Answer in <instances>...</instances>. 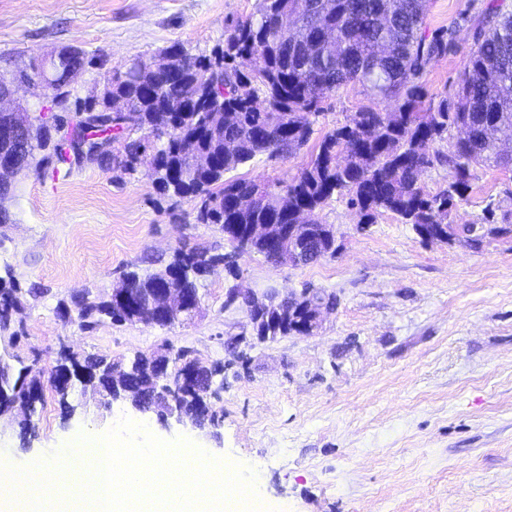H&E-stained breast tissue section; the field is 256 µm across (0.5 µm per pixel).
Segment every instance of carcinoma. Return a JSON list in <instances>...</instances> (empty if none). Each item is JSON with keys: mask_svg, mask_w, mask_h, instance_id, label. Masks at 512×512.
Listing matches in <instances>:
<instances>
[{"mask_svg": "<svg viewBox=\"0 0 512 512\" xmlns=\"http://www.w3.org/2000/svg\"><path fill=\"white\" fill-rule=\"evenodd\" d=\"M425 0H259L254 14L224 28V41L210 53L192 55L180 44L161 54L167 66L155 68L135 58L122 70L106 68L107 60L87 59L75 49L51 60L48 85L58 108L68 109L70 90L64 72L97 66L105 69L106 91L75 101L73 117H53V125L35 118L24 153L14 137L0 131V156L16 157L21 168L36 173L73 165L77 146L93 140L112 146L96 159L112 160L125 172L136 169L140 154L155 150L158 189L175 197L200 200L196 220L218 224L230 240L240 243L250 224H289L280 209L288 194V215L307 211L315 233L327 232L319 211L333 196L348 197L368 222L382 212L402 223L443 224L448 201L470 189L471 168L512 167V142L496 133L512 126V11L499 0L486 6V29L465 60L457 100L423 103L420 79L427 64L451 48L448 31L429 33L424 26ZM349 84L392 102L388 112L372 108L352 115L348 123L328 132L309 162L285 185L261 184L225 174L259 155L277 156L305 146L322 100ZM224 108V122L212 121V110ZM469 127L465 141L447 155L435 144L448 138L454 125ZM132 130L145 136L130 140ZM348 162L336 165V154ZM448 165V187L431 194L421 178L434 165ZM258 192L251 208L233 205L239 195ZM222 261L204 251H180L169 268L180 269L172 281L198 296L202 279ZM158 272H126L121 288L129 295L127 308L112 300L75 302L80 326L113 323L150 324L143 298L158 285ZM21 304L16 288H0V331L11 330L12 315ZM133 373L112 379L106 356L79 361L62 354L52 372H82L84 385L104 403L116 394L132 403L151 397L152 372L146 357ZM192 367L195 382L174 390L178 406L192 420L212 418L207 397L216 367L196 366L189 351L173 358ZM40 400V374L23 367L14 377L0 371V414L17 398Z\"/></svg>", "mask_w": 512, "mask_h": 512, "instance_id": "carcinoma-1", "label": "carcinoma"}]
</instances>
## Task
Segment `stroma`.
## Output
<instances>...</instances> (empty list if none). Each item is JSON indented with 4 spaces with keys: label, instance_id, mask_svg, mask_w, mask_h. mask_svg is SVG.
Wrapping results in <instances>:
<instances>
[{
    "label": "stroma",
    "instance_id": "35a3bbf8",
    "mask_svg": "<svg viewBox=\"0 0 512 512\" xmlns=\"http://www.w3.org/2000/svg\"><path fill=\"white\" fill-rule=\"evenodd\" d=\"M486 0H428V31L454 30V47L427 65L426 99H455L464 62L482 30ZM258 0H0V76L31 73L42 56L72 47L109 67L153 59L172 43L205 54L227 22L255 12ZM307 143L264 155L237 176L287 183L316 143L364 107L386 101L361 85L322 104ZM0 208V279L23 292L14 340L0 360L49 380L61 351L127 362L161 348L190 350L220 366L211 407L215 425L161 423L129 400L103 404L75 385L62 408L51 388L20 435L22 407L0 416V453L25 464L61 450L80 432L102 433L125 416L160 439L184 437L208 454L249 465L274 512H512V235L486 234L480 249L429 243L412 225L381 213L371 224L346 198L319 213L333 225L335 256L278 266L247 252L235 271L216 266L192 320L78 324L75 299L109 298L124 271L157 270L180 248L231 252L216 224L195 220L194 201L160 195L149 164L133 172L111 163L58 174L12 176ZM512 225V168L479 167L455 200L452 224L485 216ZM333 294L335 306L310 335L259 342L229 289L281 295L304 288Z\"/></svg>",
    "mask_w": 512,
    "mask_h": 512
}]
</instances>
